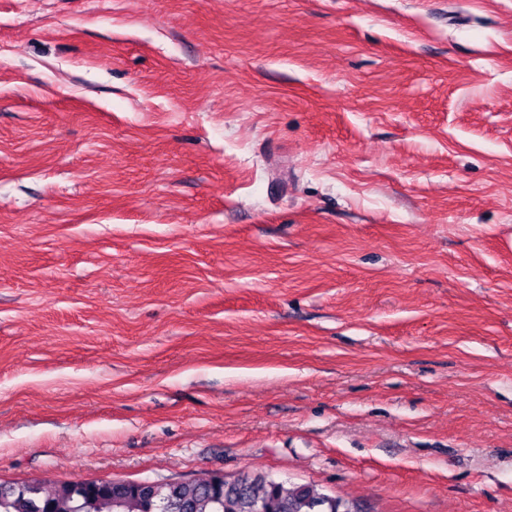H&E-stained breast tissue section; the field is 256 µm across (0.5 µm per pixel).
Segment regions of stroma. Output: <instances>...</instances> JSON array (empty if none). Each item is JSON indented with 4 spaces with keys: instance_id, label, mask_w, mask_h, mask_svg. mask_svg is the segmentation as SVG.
Returning <instances> with one entry per match:
<instances>
[{
    "instance_id": "obj_1",
    "label": "stroma",
    "mask_w": 512,
    "mask_h": 512,
    "mask_svg": "<svg viewBox=\"0 0 512 512\" xmlns=\"http://www.w3.org/2000/svg\"><path fill=\"white\" fill-rule=\"evenodd\" d=\"M217 471L512 512V0H0V483Z\"/></svg>"
}]
</instances>
